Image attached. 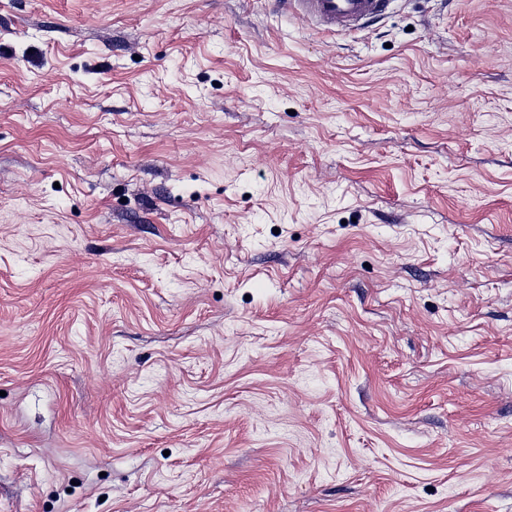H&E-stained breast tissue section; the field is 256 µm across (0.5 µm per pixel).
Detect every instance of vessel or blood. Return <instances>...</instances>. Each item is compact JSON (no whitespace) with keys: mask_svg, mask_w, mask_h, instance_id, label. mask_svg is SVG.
Wrapping results in <instances>:
<instances>
[{"mask_svg":"<svg viewBox=\"0 0 512 512\" xmlns=\"http://www.w3.org/2000/svg\"><path fill=\"white\" fill-rule=\"evenodd\" d=\"M287 10H296L329 31L352 30L383 15L389 0H281Z\"/></svg>","mask_w":512,"mask_h":512,"instance_id":"b4317fda","label":"vessel or blood"}]
</instances>
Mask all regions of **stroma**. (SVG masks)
Returning a JSON list of instances; mask_svg holds the SVG:
<instances>
[{"label": "stroma", "mask_w": 512, "mask_h": 512, "mask_svg": "<svg viewBox=\"0 0 512 512\" xmlns=\"http://www.w3.org/2000/svg\"><path fill=\"white\" fill-rule=\"evenodd\" d=\"M0 512H512V0H0ZM285 10H297L329 31L357 29L383 15L389 0H281Z\"/></svg>", "instance_id": "obj_1"}]
</instances>
